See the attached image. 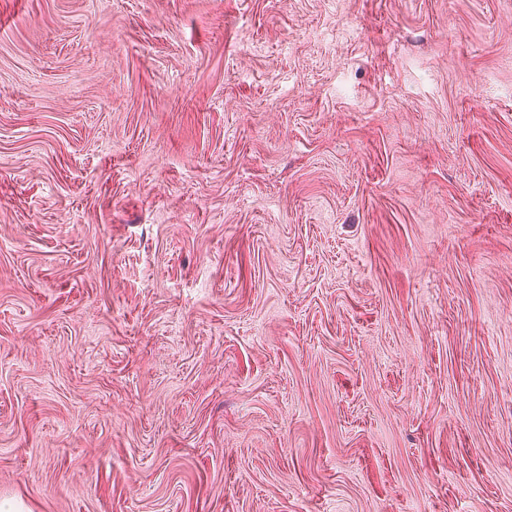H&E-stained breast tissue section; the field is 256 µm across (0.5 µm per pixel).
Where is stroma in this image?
Returning a JSON list of instances; mask_svg holds the SVG:
<instances>
[{
    "label": "stroma",
    "instance_id": "35a3bbf8",
    "mask_svg": "<svg viewBox=\"0 0 512 512\" xmlns=\"http://www.w3.org/2000/svg\"><path fill=\"white\" fill-rule=\"evenodd\" d=\"M512 512V0H0V501Z\"/></svg>",
    "mask_w": 512,
    "mask_h": 512
}]
</instances>
